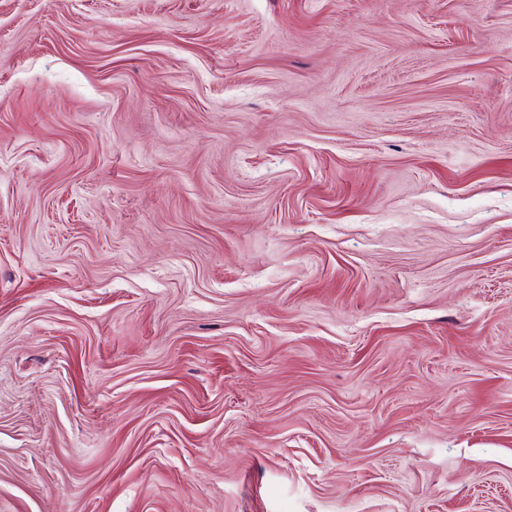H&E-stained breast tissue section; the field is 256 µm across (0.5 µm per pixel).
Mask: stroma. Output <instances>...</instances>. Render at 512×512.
Wrapping results in <instances>:
<instances>
[{"instance_id":"1","label":"stroma","mask_w":512,"mask_h":512,"mask_svg":"<svg viewBox=\"0 0 512 512\" xmlns=\"http://www.w3.org/2000/svg\"><path fill=\"white\" fill-rule=\"evenodd\" d=\"M0 512H512V0H0Z\"/></svg>"}]
</instances>
